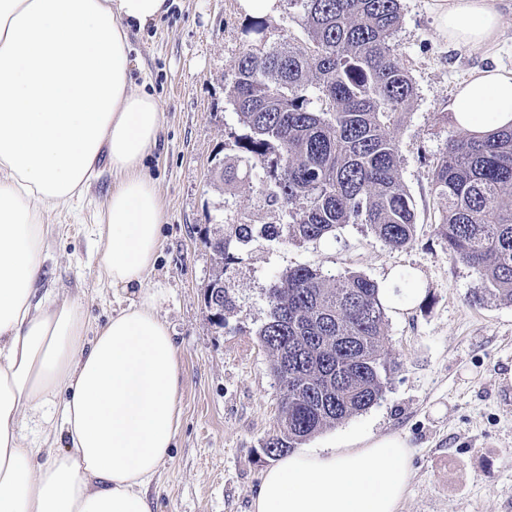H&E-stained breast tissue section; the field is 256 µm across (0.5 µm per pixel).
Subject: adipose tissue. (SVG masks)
Listing matches in <instances>:
<instances>
[{
	"mask_svg": "<svg viewBox=\"0 0 512 512\" xmlns=\"http://www.w3.org/2000/svg\"><path fill=\"white\" fill-rule=\"evenodd\" d=\"M448 44L492 55L500 0H431ZM167 0H0V512H153L148 490L180 425L179 352L147 276L161 204L143 172L157 145L153 95L134 91L131 24ZM456 126L512 123V69L471 71ZM107 158L115 177L100 215L102 261L131 292L103 324L39 296L44 217L82 198ZM40 434L24 433L27 423ZM407 442L296 451L265 469L253 512H397L410 480Z\"/></svg>",
	"mask_w": 512,
	"mask_h": 512,
	"instance_id": "adipose-tissue-1",
	"label": "adipose tissue"
}]
</instances>
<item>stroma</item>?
<instances>
[{"label":"stroma","instance_id":"stroma-1","mask_svg":"<svg viewBox=\"0 0 512 512\" xmlns=\"http://www.w3.org/2000/svg\"><path fill=\"white\" fill-rule=\"evenodd\" d=\"M170 3L164 17L131 36L133 86L155 97L163 128L143 161L161 202L150 280L163 290L158 312L180 350V427L149 489L153 512H251L272 464L262 446L276 426L279 398L253 332L265 317L268 288L298 264L339 277L357 271L404 296L386 308L385 347L398 368L384 399L302 449L352 448L363 437L395 433L411 447L398 512H512V304L489 296L474 302L484 284L436 236L439 203L430 194L433 165L454 127L455 89L474 68L512 69V24L486 59L440 39L430 0H402L396 40L416 95L391 133L417 214L413 244L391 249L364 224L301 247L256 239L229 271L237 307L220 328L204 303L215 273L204 236L241 213L258 224L279 223L281 215L253 188L228 190L210 179L216 159H233L234 140L245 132L228 85L247 46V15L239 0ZM266 21L269 45L287 36L305 44L302 17L286 0ZM113 180L101 164L87 195L48 216L53 233L41 257V290L78 302L94 324L119 308L98 230ZM411 288L419 294L409 299Z\"/></svg>","mask_w":512,"mask_h":512}]
</instances>
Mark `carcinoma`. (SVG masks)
I'll return each instance as SVG.
<instances>
[{
	"label": "carcinoma",
	"instance_id": "obj_1",
	"mask_svg": "<svg viewBox=\"0 0 512 512\" xmlns=\"http://www.w3.org/2000/svg\"><path fill=\"white\" fill-rule=\"evenodd\" d=\"M287 2L301 12L307 43L288 38L269 47L265 20H250L251 41L228 88L248 133L235 141L237 163L220 172L231 186L261 168L260 200L286 221L244 216L205 238L216 272L204 302L220 328L236 307L226 273L258 237L303 246L344 224H365L391 249L414 239V204L390 135L415 97L395 41L400 0ZM431 194L441 204L435 232L448 254L482 277L489 296L512 303V124L484 136L450 134ZM265 302L254 336L279 389L277 430L263 446L275 458L379 403L397 364L384 349L380 288L363 274L338 278L296 265Z\"/></svg>",
	"mask_w": 512,
	"mask_h": 512
}]
</instances>
